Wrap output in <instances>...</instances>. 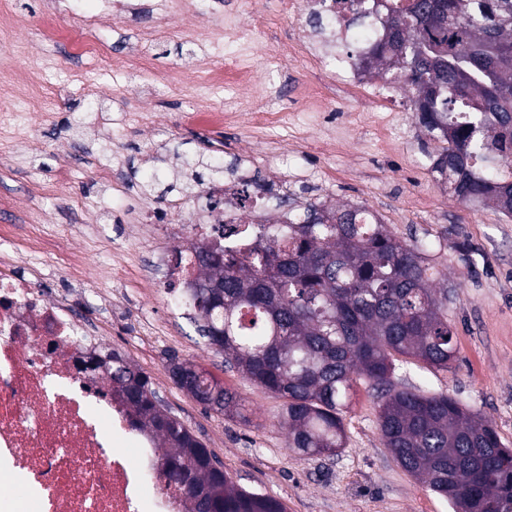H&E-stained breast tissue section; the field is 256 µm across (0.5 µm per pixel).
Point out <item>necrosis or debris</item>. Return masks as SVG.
<instances>
[{"instance_id": "obj_1", "label": "necrosis or debris", "mask_w": 512, "mask_h": 512, "mask_svg": "<svg viewBox=\"0 0 512 512\" xmlns=\"http://www.w3.org/2000/svg\"><path fill=\"white\" fill-rule=\"evenodd\" d=\"M352 0H279L281 16L317 13L334 26L337 39L360 48L379 41V26L354 22ZM206 85L226 89L224 108L196 111L187 119L199 132L232 123L245 109L250 68L222 71L200 61ZM255 168L240 165L232 182H217L193 200V221L176 223L168 210L142 216L151 237L145 246L167 267V287L180 288L200 273L192 249L222 243V225L235 222L237 246L252 228L267 223L263 206L269 189L255 181ZM248 188L256 203L241 205ZM18 227H0V470L26 477L38 512H185V501L165 488L157 470L162 450L140 437L136 459L114 451V436L129 428L125 410L112 398L110 384L88 369L90 354L101 350V330L77 319L52 299L39 278L41 263L19 268L10 242Z\"/></svg>"}]
</instances>
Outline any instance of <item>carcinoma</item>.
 Returning a JSON list of instances; mask_svg holds the SVG:
<instances>
[{"mask_svg": "<svg viewBox=\"0 0 512 512\" xmlns=\"http://www.w3.org/2000/svg\"><path fill=\"white\" fill-rule=\"evenodd\" d=\"M383 38L359 54V69L405 87L426 135L438 182L459 200L512 216V0L361 2ZM291 233L262 225L243 248L196 254L203 273L182 295L188 318L227 366L283 399L288 447L333 456L346 445L342 414L353 384L379 403L386 448L400 466L460 512H512V448L480 415L443 393L408 388L403 358L446 369L457 349L448 324V280L432 286L434 260L365 207L308 203L288 210ZM112 398L129 426L161 440L160 475L188 501L186 512H285L276 499L231 483L220 461L160 404L150 377L117 351ZM172 380L220 413L239 405L193 364Z\"/></svg>", "mask_w": 512, "mask_h": 512, "instance_id": "carcinoma-1", "label": "carcinoma"}]
</instances>
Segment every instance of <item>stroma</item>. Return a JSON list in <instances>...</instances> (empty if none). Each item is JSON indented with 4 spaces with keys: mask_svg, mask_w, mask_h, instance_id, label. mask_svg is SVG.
Returning a JSON list of instances; mask_svg holds the SVG:
<instances>
[{
    "mask_svg": "<svg viewBox=\"0 0 512 512\" xmlns=\"http://www.w3.org/2000/svg\"><path fill=\"white\" fill-rule=\"evenodd\" d=\"M53 2L0 0V10L22 21L0 35V71L17 74L45 97L38 113L20 102L19 120L0 125V225H23L46 246L55 287L71 285L66 248L80 252L88 279L76 305L95 310L106 343L124 349L151 378L164 408L211 450L236 487L272 496L286 512H455L385 447L377 399L366 382H357L343 415L347 444L338 455L288 448L281 399L225 366L223 353L207 346L193 322L170 313L177 293L157 294L137 266H116L113 251L139 245L128 210L185 200L187 177L197 173L208 181L219 170L231 174L246 155L256 156L262 171L279 172L286 203L364 206L400 239L434 252L437 270L454 287L448 321L455 361L445 371L404 366L401 382L460 399L512 447V218L464 204L437 183L429 159L437 144L424 135L402 94L385 126L372 96L323 73L309 79L308 88L331 107L334 128L294 126L292 97L277 101L283 120L265 131L224 124L203 137L184 123L187 112L224 105L223 91L196 82L195 60L221 66L234 57L254 70L259 88L273 92L297 77L291 43L305 37L321 46L301 17L255 28L248 42L228 46L198 45L185 35L192 26L223 21L228 3L247 23L256 4L270 10L275 0H199L195 14L163 21L147 12L151 0H133L143 7L150 32L138 42L127 38L125 20L102 14L101 0H68L57 24L109 46L104 60L74 57L64 42L44 45L40 26ZM134 48L151 68L126 82L112 62ZM95 155L119 161L117 184L99 180ZM62 173L72 184L70 195L44 192ZM174 359L194 363L236 392L237 413L207 409L177 387L169 373Z\"/></svg>",
    "mask_w": 512,
    "mask_h": 512,
    "instance_id": "obj_1",
    "label": "stroma"
}]
</instances>
